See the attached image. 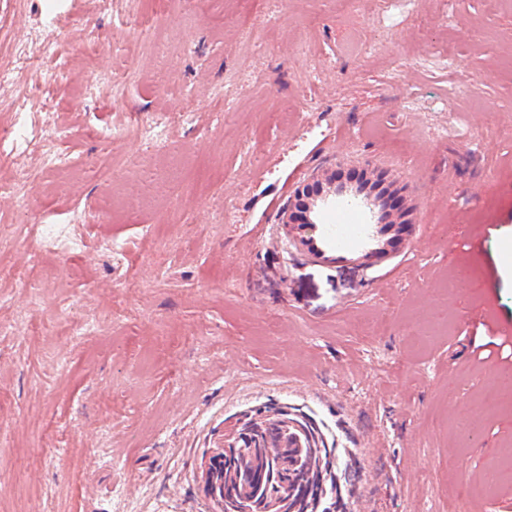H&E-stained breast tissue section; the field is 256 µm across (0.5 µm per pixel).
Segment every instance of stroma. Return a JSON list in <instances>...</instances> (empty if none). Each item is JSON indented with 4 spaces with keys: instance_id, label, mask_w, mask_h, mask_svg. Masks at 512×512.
<instances>
[{
    "instance_id": "obj_1",
    "label": "stroma",
    "mask_w": 512,
    "mask_h": 512,
    "mask_svg": "<svg viewBox=\"0 0 512 512\" xmlns=\"http://www.w3.org/2000/svg\"><path fill=\"white\" fill-rule=\"evenodd\" d=\"M30 34L0 83L29 188L0 195V512H210L204 452L271 402L354 442L355 512H512V360L474 350L512 335V0H0V54ZM365 169L409 210L380 256ZM326 170L316 255L281 217Z\"/></svg>"
}]
</instances>
